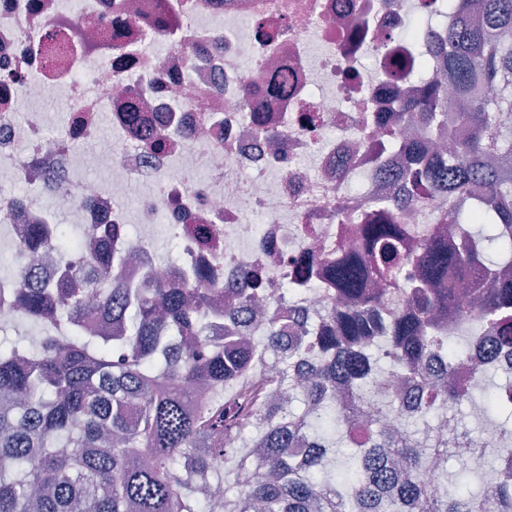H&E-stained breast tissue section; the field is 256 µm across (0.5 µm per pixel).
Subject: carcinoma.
<instances>
[{
  "label": "carcinoma",
  "instance_id": "carcinoma-1",
  "mask_svg": "<svg viewBox=\"0 0 512 512\" xmlns=\"http://www.w3.org/2000/svg\"><path fill=\"white\" fill-rule=\"evenodd\" d=\"M473 2L482 21L460 13L443 55L448 84L467 102L455 115L466 135L446 155L412 143L419 164L398 174L429 224L405 228L397 203L388 218L354 225L366 252L324 261L325 292L349 307L315 317H293L290 307L286 323L272 310L248 342L264 292L259 275H240L219 326L208 310L209 277L139 288L125 280L122 255L102 244L118 233L114 225L91 236L88 263L68 267L52 288L30 268L16 272L23 288L0 306L21 310L45 335L36 345L0 337V512H212L192 473L222 485L227 462L251 479L224 498V512H512L506 455L496 456L498 483L481 495L430 484L427 469L447 477V442L425 446L409 430L404 393L369 391L368 373L386 354L387 370L420 393L416 419L449 413L473 393L426 365L451 359L458 329L470 345L493 336L494 350L512 351V272L502 267L512 257V125L502 120L512 114V0ZM399 67L420 89L401 101L389 135L412 116L429 130L448 125L445 85ZM475 195L488 200L480 211L458 203ZM443 224L456 225L463 243L445 238ZM60 245L48 225H32V265ZM464 279L480 297L476 312L457 296ZM96 318L117 333L99 335ZM311 352L300 369L304 391L279 407L266 405L261 387H231L273 358L272 388ZM343 382L356 398L336 404L331 393ZM359 420L376 437L336 481L317 427L329 421L346 432ZM250 422L261 432L257 456L231 447Z\"/></svg>",
  "mask_w": 512,
  "mask_h": 512
}]
</instances>
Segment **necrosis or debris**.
Listing matches in <instances>:
<instances>
[{
  "label": "necrosis or debris",
  "instance_id": "necrosis-or-debris-1",
  "mask_svg": "<svg viewBox=\"0 0 512 512\" xmlns=\"http://www.w3.org/2000/svg\"><path fill=\"white\" fill-rule=\"evenodd\" d=\"M154 2L0 0V253L28 263L30 225L57 222L43 195L87 232L129 223L125 202L136 195L134 218L163 223L180 258L158 256L149 237L116 236L115 251L139 255L125 279L207 271L220 285L209 301L219 313L243 270L264 272L274 289L305 252L352 245L337 205L361 217L396 198L391 173L415 153L382 141L405 88L389 75L387 52L423 45L436 73L466 0H442L437 20L420 0H169L167 30L137 31ZM263 23L287 29L286 41L263 42ZM51 100L69 104L53 130L36 110ZM104 115L112 138L101 146ZM267 118L271 143L257 132ZM155 135L168 150L150 149ZM104 166L108 181L90 179ZM16 183L29 194L8 193ZM249 212L260 223L247 222ZM481 368L509 375L499 394L512 395V359L486 360L482 347L463 350L454 374L471 385Z\"/></svg>",
  "mask_w": 512,
  "mask_h": 512
}]
</instances>
